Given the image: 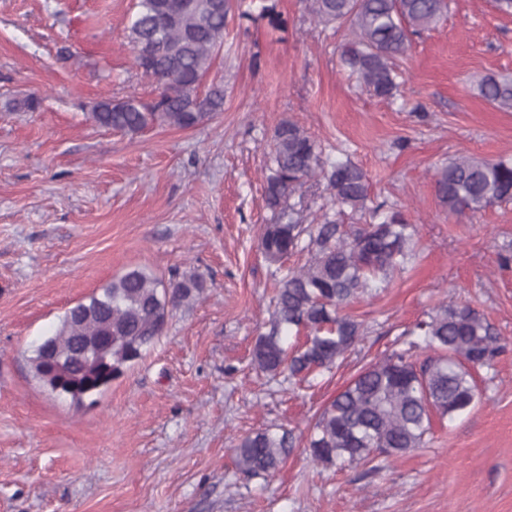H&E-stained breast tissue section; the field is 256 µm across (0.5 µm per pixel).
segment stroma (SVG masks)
Listing matches in <instances>:
<instances>
[{"label":"stroma","instance_id":"obj_1","mask_svg":"<svg viewBox=\"0 0 512 512\" xmlns=\"http://www.w3.org/2000/svg\"><path fill=\"white\" fill-rule=\"evenodd\" d=\"M133 4L0 0V512H512V202L451 216L432 181L455 156L512 158V112L476 91L512 75V16L493 0H449L382 99L340 65L348 27L317 23L304 0H242L211 72L223 112L126 135L88 108L156 94L126 38ZM265 6L282 28L259 18ZM32 95L38 110L17 108ZM288 119L326 153H349L372 200L418 227L412 267L352 307L354 349L295 389L251 364L281 277L310 258L273 264L259 248L274 220L264 169ZM138 266L165 280L197 273L204 293L94 405L55 397L31 371L35 347ZM463 303L507 344L475 372L470 409L434 419L400 459L311 463L309 428L336 393L406 328ZM277 426L297 439L284 465L244 478L239 439Z\"/></svg>","mask_w":512,"mask_h":512}]
</instances>
